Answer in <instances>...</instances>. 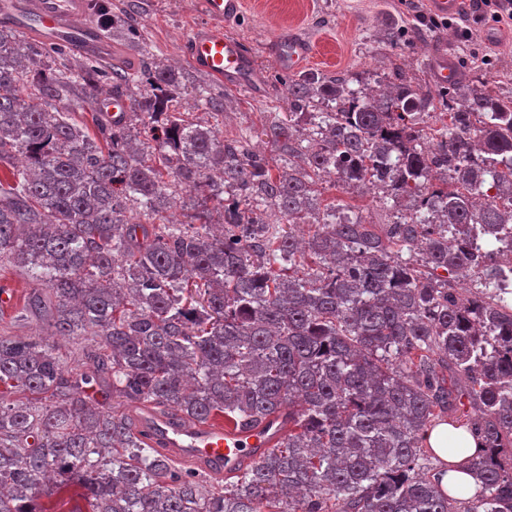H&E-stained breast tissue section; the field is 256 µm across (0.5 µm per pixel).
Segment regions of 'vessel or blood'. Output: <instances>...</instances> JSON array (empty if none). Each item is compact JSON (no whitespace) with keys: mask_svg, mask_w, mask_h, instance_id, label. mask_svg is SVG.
<instances>
[{"mask_svg":"<svg viewBox=\"0 0 512 512\" xmlns=\"http://www.w3.org/2000/svg\"><path fill=\"white\" fill-rule=\"evenodd\" d=\"M242 0H202L205 24L193 28L183 42V51L201 72L233 88H256L263 75L252 55L238 39L224 33L226 23L235 19ZM92 0H0V26L35 36L51 47L69 49L94 60L111 63L112 45L91 20ZM278 68L295 72L303 69L313 54L312 45L294 34H281L267 45ZM430 65L437 81L454 79L447 47L436 49ZM101 111L113 121H125L129 103L122 93L101 100ZM140 431L153 446L178 460L207 471L228 473L259 459L282 434L277 418L255 428L231 424H193L181 418L151 414L139 423Z\"/></svg>","mask_w":512,"mask_h":512,"instance_id":"b4317fda","label":"vessel or blood"}]
</instances>
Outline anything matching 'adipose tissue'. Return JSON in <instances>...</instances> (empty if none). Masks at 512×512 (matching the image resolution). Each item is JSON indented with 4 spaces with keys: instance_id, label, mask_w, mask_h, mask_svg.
Here are the masks:
<instances>
[{
    "instance_id": "obj_1",
    "label": "adipose tissue",
    "mask_w": 512,
    "mask_h": 512,
    "mask_svg": "<svg viewBox=\"0 0 512 512\" xmlns=\"http://www.w3.org/2000/svg\"><path fill=\"white\" fill-rule=\"evenodd\" d=\"M427 443L440 457L449 458L453 469L449 471L443 480L444 488L450 494H457L458 490H466L468 494H475L478 484L475 479L464 469L465 456H473L479 453L480 444L466 428H454L445 424L439 425L429 431ZM456 449V456H449V449Z\"/></svg>"
}]
</instances>
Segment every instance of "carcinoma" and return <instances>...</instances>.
<instances>
[{
    "label": "carcinoma",
    "mask_w": 512,
    "mask_h": 512,
    "mask_svg": "<svg viewBox=\"0 0 512 512\" xmlns=\"http://www.w3.org/2000/svg\"><path fill=\"white\" fill-rule=\"evenodd\" d=\"M138 8L94 0L100 31L140 54ZM419 38L386 35L400 51ZM61 55L0 27V261L47 291L29 308L52 335L97 337L86 359L126 405L242 428L277 414L288 434L208 490L131 416L90 404L45 339L0 336V512H45L36 495L71 480L87 512H512V301L499 261L469 241L472 224L512 225V95L474 61L464 88L399 66L381 93L301 73L286 118L261 130L281 171L252 132L188 120L178 70L143 64L131 94L125 68L66 75L50 66ZM116 90L142 128H91L63 107L95 112ZM334 166L341 186L384 189L409 212L336 219L316 189ZM179 201L187 220L162 216ZM472 273L481 290L463 298L451 280ZM465 398L483 451L468 459L481 490L461 499L424 442Z\"/></svg>",
    "instance_id": "1"
}]
</instances>
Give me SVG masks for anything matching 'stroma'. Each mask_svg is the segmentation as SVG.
Here are the masks:
<instances>
[{
    "mask_svg": "<svg viewBox=\"0 0 512 512\" xmlns=\"http://www.w3.org/2000/svg\"><path fill=\"white\" fill-rule=\"evenodd\" d=\"M245 8L226 31L241 40L262 70L265 82L256 91L235 89L196 70L181 50L191 26L202 21L200 0H140L138 29L147 50L160 65H172L193 84L205 87L211 96L224 100L220 111L198 107L194 96H186L183 107L192 119L209 124L223 135L240 129H260L275 113L288 109L286 72L275 67L265 47L282 26L295 25L298 32L318 45L315 70L348 71L365 90L383 85L391 52L384 35L389 29L416 26L427 32L428 45L406 51L407 67H416L431 55L432 48L446 42L452 59L467 55L489 58L485 70L496 94L512 93V27L501 26L504 42H488L483 31L493 22L481 0H460L459 13L452 25H433L428 0H244ZM323 197L335 199L341 208H354L371 224H386L392 214L379 194L367 189L325 188ZM12 289L10 307L0 308V336L38 337L47 333L45 324L25 310L31 291L27 273L12 264L0 262V286Z\"/></svg>",
    "mask_w": 512,
    "mask_h": 512,
    "instance_id": "obj_1",
    "label": "stroma"
}]
</instances>
